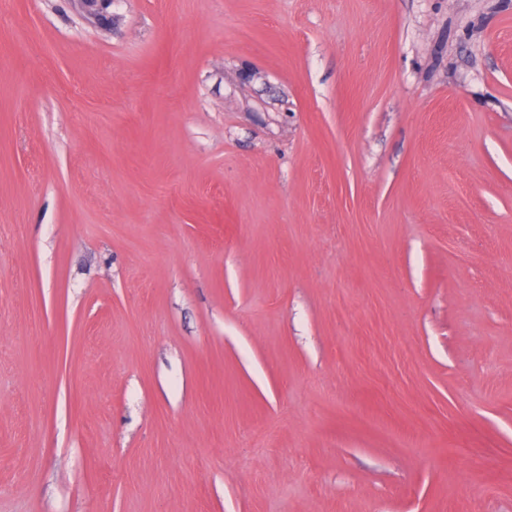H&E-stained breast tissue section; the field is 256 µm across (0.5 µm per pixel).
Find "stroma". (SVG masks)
<instances>
[{
  "label": "stroma",
  "mask_w": 512,
  "mask_h": 512,
  "mask_svg": "<svg viewBox=\"0 0 512 512\" xmlns=\"http://www.w3.org/2000/svg\"><path fill=\"white\" fill-rule=\"evenodd\" d=\"M0 512H512V0H0Z\"/></svg>",
  "instance_id": "35a3bbf8"
}]
</instances>
